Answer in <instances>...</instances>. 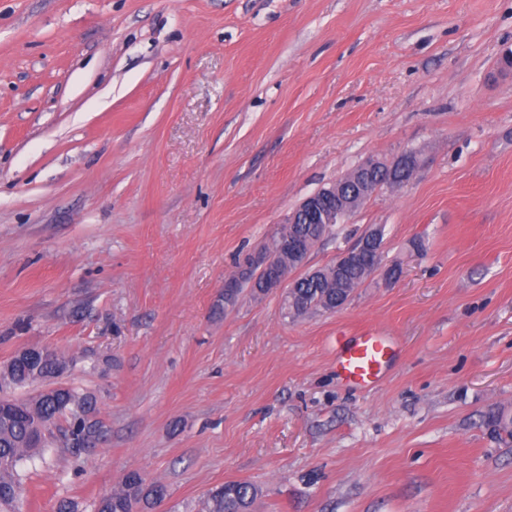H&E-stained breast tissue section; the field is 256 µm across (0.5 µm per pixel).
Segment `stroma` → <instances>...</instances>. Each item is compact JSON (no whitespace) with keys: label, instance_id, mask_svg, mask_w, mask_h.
Here are the masks:
<instances>
[{"label":"stroma","instance_id":"stroma-1","mask_svg":"<svg viewBox=\"0 0 512 512\" xmlns=\"http://www.w3.org/2000/svg\"><path fill=\"white\" fill-rule=\"evenodd\" d=\"M512 0H0V367L51 348L104 437L47 444L18 512H512ZM406 181L332 227L382 262L345 306L224 307L238 256L370 158ZM393 336L382 380L339 343ZM391 357L392 345L388 336L378 330H367L339 348L336 368L348 382L368 386L379 381ZM167 498V488L158 483L146 484L131 474L125 476L121 489L101 498L96 512H135L137 507L149 508L157 504L158 494ZM256 496L257 489L247 482H227L206 493L199 512H247Z\"/></svg>","mask_w":512,"mask_h":512}]
</instances>
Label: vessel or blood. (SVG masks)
Returning a JSON list of instances; mask_svg holds the SVG:
<instances>
[{
  "label": "vessel or blood",
  "instance_id": "vessel-or-blood-1",
  "mask_svg": "<svg viewBox=\"0 0 512 512\" xmlns=\"http://www.w3.org/2000/svg\"><path fill=\"white\" fill-rule=\"evenodd\" d=\"M392 357L388 337L376 330L343 344L336 353V368L348 382L368 386L379 381L382 370Z\"/></svg>",
  "mask_w": 512,
  "mask_h": 512
}]
</instances>
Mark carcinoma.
Here are the masks:
<instances>
[{
	"label": "carcinoma",
	"mask_w": 512,
	"mask_h": 512,
	"mask_svg": "<svg viewBox=\"0 0 512 512\" xmlns=\"http://www.w3.org/2000/svg\"><path fill=\"white\" fill-rule=\"evenodd\" d=\"M357 247L359 254L353 255L344 269L329 265L296 278L288 292V313L304 316L310 312L334 311L349 298L367 278L366 258L375 256L372 244L359 243ZM8 365L10 383L16 387L54 377L51 360L35 369L15 356ZM95 413L96 401L91 394L62 384L26 398L0 397V512H16L20 488L18 467L48 439L61 437L72 454L78 456L83 451L79 443L89 437L102 438V425L95 419ZM160 493L167 494L164 485L147 484L128 474L121 489L98 501L96 512H135L138 507L157 503ZM256 496L257 489L247 482H227L206 493L199 512H248Z\"/></svg>",
	"instance_id": "1"
}]
</instances>
